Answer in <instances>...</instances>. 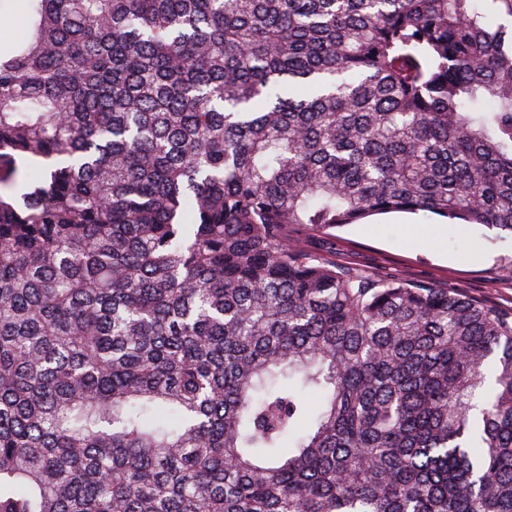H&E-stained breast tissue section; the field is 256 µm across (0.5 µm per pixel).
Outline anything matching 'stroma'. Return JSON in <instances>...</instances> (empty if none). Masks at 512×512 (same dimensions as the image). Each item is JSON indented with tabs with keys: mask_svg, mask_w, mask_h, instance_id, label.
I'll return each mask as SVG.
<instances>
[{
	"mask_svg": "<svg viewBox=\"0 0 512 512\" xmlns=\"http://www.w3.org/2000/svg\"><path fill=\"white\" fill-rule=\"evenodd\" d=\"M311 251L384 278L432 283L512 318V276L501 268L512 239L476 224H446L419 212L371 217L367 223L306 239Z\"/></svg>",
	"mask_w": 512,
	"mask_h": 512,
	"instance_id": "35a3bbf8",
	"label": "stroma"
}]
</instances>
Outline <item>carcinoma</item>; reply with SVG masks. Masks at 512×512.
<instances>
[{"instance_id": "cac0c4a2", "label": "carcinoma", "mask_w": 512, "mask_h": 512, "mask_svg": "<svg viewBox=\"0 0 512 512\" xmlns=\"http://www.w3.org/2000/svg\"><path fill=\"white\" fill-rule=\"evenodd\" d=\"M24 2L0 512H512V323L300 245L512 236V0Z\"/></svg>"}]
</instances>
